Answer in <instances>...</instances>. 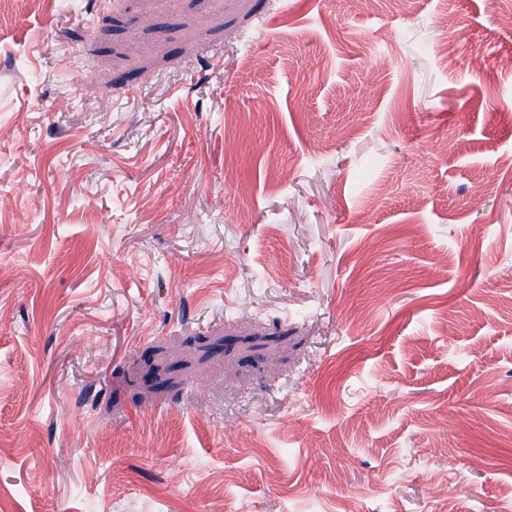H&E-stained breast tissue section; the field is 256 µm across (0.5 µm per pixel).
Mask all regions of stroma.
Wrapping results in <instances>:
<instances>
[{"label": "stroma", "instance_id": "1", "mask_svg": "<svg viewBox=\"0 0 512 512\" xmlns=\"http://www.w3.org/2000/svg\"><path fill=\"white\" fill-rule=\"evenodd\" d=\"M509 157L512 0L18 5L0 512H512Z\"/></svg>", "mask_w": 512, "mask_h": 512}]
</instances>
